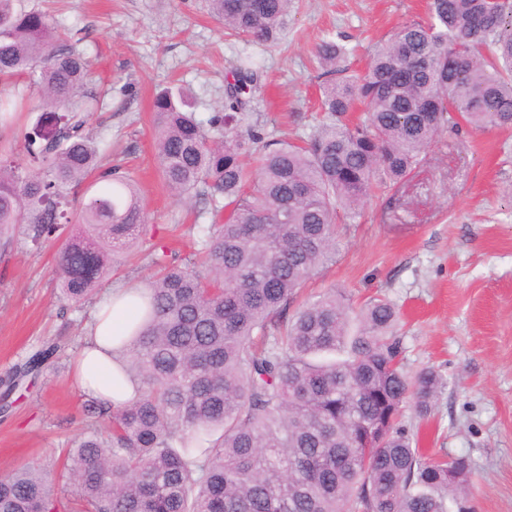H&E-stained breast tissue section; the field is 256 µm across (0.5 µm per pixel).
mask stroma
<instances>
[{"instance_id":"35a3bbf8","label":"stroma","mask_w":512,"mask_h":512,"mask_svg":"<svg viewBox=\"0 0 512 512\" xmlns=\"http://www.w3.org/2000/svg\"><path fill=\"white\" fill-rule=\"evenodd\" d=\"M44 6L81 40L92 86L107 92L86 127L101 144L103 166L136 180L148 213L107 288L145 286L156 243L184 251V226L212 221L196 198L176 200L163 180L153 140L158 90H188L208 118L223 109L228 71L253 56L261 69L249 123L267 139L297 142L321 117L317 43L346 46L344 74L360 75L376 42L427 12V0H296L282 39L262 46L225 37L207 0ZM339 240L335 264L307 284L306 295L335 287L357 303L383 295L395 305L406 371L430 367L446 381L431 415L407 412V427L427 453L470 457L473 512H512V130L444 133L401 186L371 189L361 218ZM57 250L53 239H21L0 256V381L34 348L60 346L0 399V475L36 463L57 476L63 448L90 424L71 362L107 288L82 308L65 304Z\"/></svg>"}]
</instances>
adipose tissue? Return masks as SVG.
<instances>
[{"instance_id":"obj_1","label":"adipose tissue","mask_w":512,"mask_h":512,"mask_svg":"<svg viewBox=\"0 0 512 512\" xmlns=\"http://www.w3.org/2000/svg\"><path fill=\"white\" fill-rule=\"evenodd\" d=\"M130 294L127 288L107 293L94 310L84 343L72 362L73 376L81 390L109 407L128 402L136 390L122 370L119 342L132 324Z\"/></svg>"}]
</instances>
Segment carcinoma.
I'll return each instance as SVG.
<instances>
[{
    "label": "carcinoma",
    "mask_w": 512,
    "mask_h": 512,
    "mask_svg": "<svg viewBox=\"0 0 512 512\" xmlns=\"http://www.w3.org/2000/svg\"><path fill=\"white\" fill-rule=\"evenodd\" d=\"M293 0H208L234 37L272 44ZM347 49L315 47L325 73ZM224 114L198 118L188 93L153 102L156 159L169 189L193 193L214 218L194 224L189 253L154 247L155 268L125 347L138 395L117 409L87 400L104 424L74 440L62 479L75 512H466V455L433 460L404 424L426 417L444 386L402 364L393 303L355 307L332 288L295 308L304 285L336 263L338 225L360 216L375 185L393 189L446 131L512 127V0H430L428 17L375 45L367 73L321 88L323 120L302 143L273 142L242 124L256 82L242 60ZM89 60L56 21L0 0V128L26 91L73 122L53 142L0 144V250L17 227L31 242L77 225L58 252L62 298L81 306L112 274L148 215L130 178L89 180L100 149L81 115ZM364 106L353 121L355 104ZM259 155L255 171L243 157ZM48 345L7 388L55 355ZM455 478L448 479V469ZM39 465L0 477V512H59Z\"/></svg>",
    "instance_id": "1"
}]
</instances>
